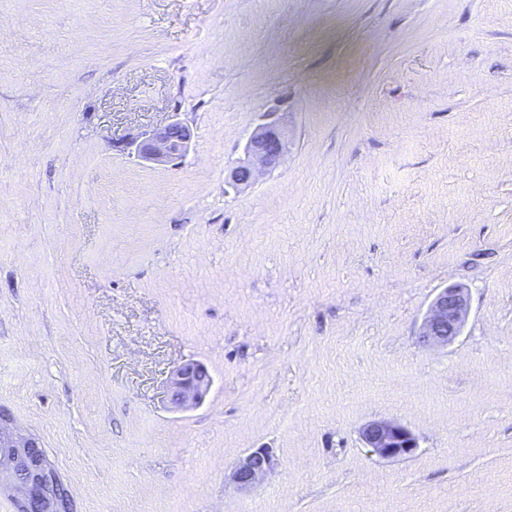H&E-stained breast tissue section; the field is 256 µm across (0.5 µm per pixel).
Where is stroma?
<instances>
[{"instance_id":"stroma-1","label":"stroma","mask_w":512,"mask_h":512,"mask_svg":"<svg viewBox=\"0 0 512 512\" xmlns=\"http://www.w3.org/2000/svg\"><path fill=\"white\" fill-rule=\"evenodd\" d=\"M175 118L180 164L121 149ZM0 408L77 512H512V0H0ZM263 121L245 144L247 162L236 167L227 181L232 189L248 186L260 173L276 169L288 152V141L275 112L265 114ZM468 311L469 300L463 288H441L422 321L418 334L421 345L447 347L460 335ZM210 379L205 367L197 362H186L172 373L167 387V398L175 408L199 404L206 395ZM360 436L364 448L381 459L407 458L419 448L417 435L395 420H371L362 427ZM274 459L266 448H258L241 458L235 465L231 479L241 489H247L260 482L273 468Z\"/></svg>"}]
</instances>
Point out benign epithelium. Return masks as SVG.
<instances>
[{
	"label": "benign epithelium",
	"instance_id": "7a95c632",
	"mask_svg": "<svg viewBox=\"0 0 512 512\" xmlns=\"http://www.w3.org/2000/svg\"><path fill=\"white\" fill-rule=\"evenodd\" d=\"M191 132L180 121L146 131L127 143L135 157L156 164L183 160L189 150ZM247 162L236 167L227 181L228 187L239 189L251 184L257 175L281 165L288 152V141L275 113L264 115L244 148ZM469 311L464 289L447 286L433 298L422 321L419 342L425 347H445L461 333ZM210 379L205 367L186 362L172 373L167 398L175 408L199 404L206 395ZM368 452L380 459L412 456L419 442L406 425L390 419H376L360 430ZM274 459L266 448H258L241 458L231 479L241 489L260 482L273 468ZM13 493L15 512H76L74 497L57 470L49 463L38 439L24 435L13 426V419L0 411V491Z\"/></svg>",
	"mask_w": 512,
	"mask_h": 512
}]
</instances>
